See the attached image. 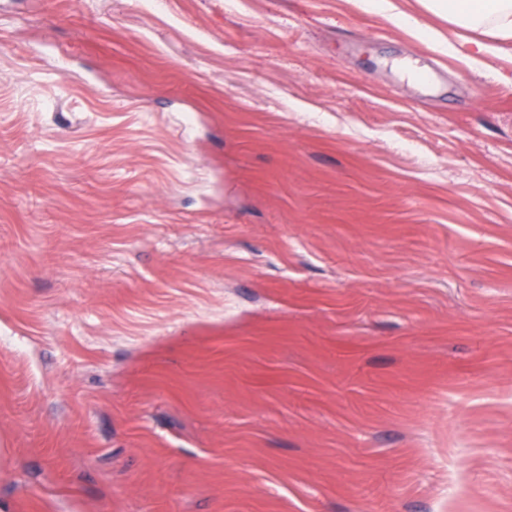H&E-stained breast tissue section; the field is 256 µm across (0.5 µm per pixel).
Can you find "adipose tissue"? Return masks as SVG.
<instances>
[{
    "instance_id": "ef3b65f1",
    "label": "adipose tissue",
    "mask_w": 512,
    "mask_h": 512,
    "mask_svg": "<svg viewBox=\"0 0 512 512\" xmlns=\"http://www.w3.org/2000/svg\"><path fill=\"white\" fill-rule=\"evenodd\" d=\"M451 25L474 33L472 60L512 51V0H428Z\"/></svg>"
}]
</instances>
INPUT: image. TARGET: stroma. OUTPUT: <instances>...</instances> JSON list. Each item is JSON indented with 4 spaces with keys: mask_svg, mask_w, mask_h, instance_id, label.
<instances>
[{
    "mask_svg": "<svg viewBox=\"0 0 512 512\" xmlns=\"http://www.w3.org/2000/svg\"><path fill=\"white\" fill-rule=\"evenodd\" d=\"M390 2L0 0V512H512V58Z\"/></svg>",
    "mask_w": 512,
    "mask_h": 512,
    "instance_id": "35a3bbf8",
    "label": "stroma"
}]
</instances>
